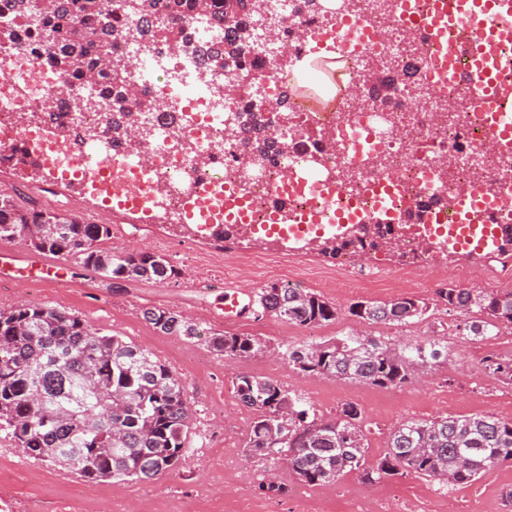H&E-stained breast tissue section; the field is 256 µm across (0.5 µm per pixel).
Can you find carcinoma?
<instances>
[{
  "instance_id": "cac0c4a2",
  "label": "carcinoma",
  "mask_w": 512,
  "mask_h": 512,
  "mask_svg": "<svg viewBox=\"0 0 512 512\" xmlns=\"http://www.w3.org/2000/svg\"><path fill=\"white\" fill-rule=\"evenodd\" d=\"M129 11L162 15L168 24L148 30L159 44H186L184 23L202 18L229 22L220 59L239 71L244 94L256 80L247 63L244 20L257 0H131ZM13 31L10 44L23 49L21 32L33 0H6ZM102 0H48L37 33L53 50L51 58L69 79L93 77L102 85L100 99L110 105L126 99L128 82L102 64L113 54L116 37L97 17ZM84 102L61 97L50 113L58 120ZM136 111L123 109L112 119V143H127ZM108 224L71 217L52 224L45 211L21 208L0 193V240L19 241L37 252L61 256L114 286L135 280L166 281L181 275L163 255L128 251L110 245ZM348 241L324 238L319 254L337 256ZM439 301L463 317L459 334L488 340L512 329V290L484 293L450 284ZM254 316L271 315L290 325L318 327L338 318L336 304L289 284L271 283L254 300ZM348 312L370 325L399 326L434 312L412 297L390 301L361 300ZM143 319L164 335L195 339L197 323L167 308H147ZM210 348L227 359L263 353L266 342L252 334L206 333ZM281 355L294 370L309 376L357 381L380 388L410 382L414 369L431 370L448 357V342L396 345L384 336L348 333L331 342L287 345ZM484 373L512 386V356L492 353L481 362ZM240 403L253 412L245 453L288 469L310 485L332 483L347 472L363 471L369 483L412 474L440 482V488L467 485L504 461H512V419L494 415L409 419L388 435L378 461L366 458L361 408L347 402L336 416H318L304 394L280 382L240 372L233 380ZM191 412L184 381L147 350L120 336L106 335L78 316L57 307L21 304L0 309V437L27 457L62 467L87 482H149L177 468L190 446Z\"/></svg>"
}]
</instances>
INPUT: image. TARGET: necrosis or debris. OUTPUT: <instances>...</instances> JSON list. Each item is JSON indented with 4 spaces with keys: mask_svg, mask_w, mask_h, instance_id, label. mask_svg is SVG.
I'll list each match as a JSON object with an SVG mask.
<instances>
[{
    "mask_svg": "<svg viewBox=\"0 0 512 512\" xmlns=\"http://www.w3.org/2000/svg\"><path fill=\"white\" fill-rule=\"evenodd\" d=\"M439 8L440 0H274L271 12L246 20L258 69L245 97L211 61L221 26L186 24L192 58L118 39L140 91L161 104L138 114L151 131L138 153L113 148L111 113L43 118L63 75L41 42L23 54L0 48V165L33 161L51 173L81 164L96 172L85 189L97 199L133 190L174 224L198 195L213 223L267 224L284 210L311 239L337 209L345 238L365 224L392 229L406 261L387 286L415 287L431 254L463 230L512 224V203L501 199L512 194V145L486 144L512 98L480 107L471 89L438 77L419 21ZM327 35L323 56L339 78L317 81L316 97L299 95L297 76L276 61L286 52L306 59L311 38ZM283 111L291 124L279 120ZM246 112L282 150L244 169L250 147L233 127Z\"/></svg>",
    "mask_w": 512,
    "mask_h": 512,
    "instance_id": "4bbe7bcc",
    "label": "necrosis or debris"
}]
</instances>
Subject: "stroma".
<instances>
[{
  "label": "stroma",
  "mask_w": 512,
  "mask_h": 512,
  "mask_svg": "<svg viewBox=\"0 0 512 512\" xmlns=\"http://www.w3.org/2000/svg\"><path fill=\"white\" fill-rule=\"evenodd\" d=\"M0 181V191L15 194L19 203L29 208L75 215L100 224V214L80 192L79 187L59 186L46 174L31 175L29 168L10 166ZM115 248L143 249L165 255L181 275L164 282L134 281L106 287L92 272L72 267V281L54 288H30L0 283V309L23 302L58 307L75 313L93 327L123 336L153 353L172 368L187 386V396L194 408L191 421V449L182 464L150 482L119 480L90 483L61 468L26 458L10 442L0 439V512H301L294 487L301 481L284 465L272 466L248 457L244 452L245 431L237 424L245 408L233 393L232 380L244 371L269 377L313 400L320 416L334 417L340 404L357 401L364 384L333 378L303 376L294 372L279 353L282 345L304 342L301 328L267 316L245 321L226 322L215 312L221 301L222 287L232 282L244 295L255 294L269 283L291 282L304 291L318 293L335 302L340 314L334 323L320 327L318 341L363 332L390 337L392 343L447 340L448 359L423 373L417 381L398 388L400 405L389 419L364 407L367 425L368 461H376L384 452L393 426L408 420H427L447 414L448 395H455L459 415L499 414L496 399L476 401L480 365L474 364L476 350L492 353L491 345L471 336L448 339L449 327L461 323L454 312L437 306L431 317L402 326H371L356 323L348 312L355 300L384 301L388 292L380 289L358 294L337 293L323 280L324 273L335 270L333 259L318 254L299 261L300 277L291 279L283 269L288 257L272 250L252 253L250 260L209 243H188L160 224L123 223L113 231ZM435 268L446 270L448 280L465 281L478 291L512 290L511 278L486 273L481 263L455 255L451 260H434ZM162 307L179 311L198 323L201 338L186 340L156 332L141 311ZM249 333L264 338L266 353L244 362L224 358L207 347L203 335L209 331ZM337 389V402L323 403L318 391ZM284 480L289 490L272 496L261 489L262 483ZM430 481L412 475H398L380 481L388 492L387 512H401L403 501L397 493L428 491L423 512H512L501 498L503 489L512 487V462L487 471L478 481L456 487L450 496L430 494Z\"/></svg>",
  "instance_id": "1"
}]
</instances>
